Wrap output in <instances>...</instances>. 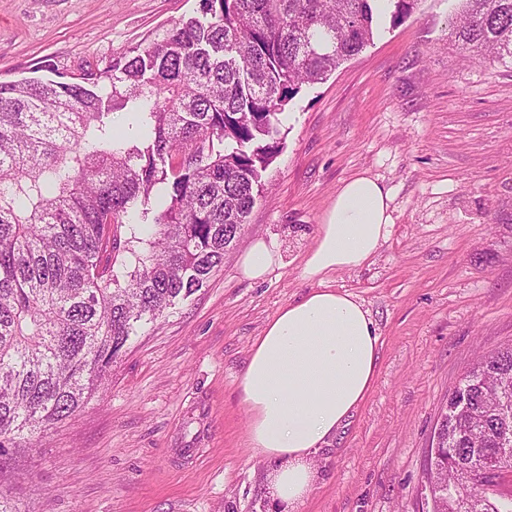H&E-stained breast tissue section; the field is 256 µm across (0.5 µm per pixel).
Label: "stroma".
Returning a JSON list of instances; mask_svg holds the SVG:
<instances>
[{
	"label": "stroma",
	"instance_id": "stroma-1",
	"mask_svg": "<svg viewBox=\"0 0 512 512\" xmlns=\"http://www.w3.org/2000/svg\"><path fill=\"white\" fill-rule=\"evenodd\" d=\"M199 0H0V81L43 57L70 77L146 45ZM458 0H418L358 55L303 87L243 243L207 285L131 337L107 382L37 450L0 458L18 512H277L247 449L239 382L266 323L315 281L302 266L339 186L365 173L393 224L368 265L326 275L380 334L365 401L315 455L303 512H429L428 450L448 391L478 352L512 345V65L450 38ZM282 257L261 280L245 244Z\"/></svg>",
	"mask_w": 512,
	"mask_h": 512
}]
</instances>
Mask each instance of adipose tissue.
<instances>
[{"mask_svg": "<svg viewBox=\"0 0 512 512\" xmlns=\"http://www.w3.org/2000/svg\"><path fill=\"white\" fill-rule=\"evenodd\" d=\"M390 202L378 178L343 182L302 267L319 288L282 307L249 353L239 383L247 443L253 456L274 463L282 512H301L316 480L311 457L346 425L375 380L379 334L369 309L322 280L376 255L393 223Z\"/></svg>", "mask_w": 512, "mask_h": 512, "instance_id": "ef3b65f1", "label": "adipose tissue"}]
</instances>
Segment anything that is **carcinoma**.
Here are the masks:
<instances>
[{"mask_svg":"<svg viewBox=\"0 0 512 512\" xmlns=\"http://www.w3.org/2000/svg\"><path fill=\"white\" fill-rule=\"evenodd\" d=\"M372 2L199 0L103 70L66 79L46 57L36 70L56 79L0 82L1 457L80 412L137 330L206 285L282 149L280 115L370 43ZM385 2L396 24L416 0ZM460 2L465 58L512 63V0ZM500 379L512 347L461 378L467 413L445 406L450 483L512 469ZM457 512H512V494L466 485Z\"/></svg>","mask_w":512,"mask_h":512,"instance_id":"1","label":"carcinoma"}]
</instances>
